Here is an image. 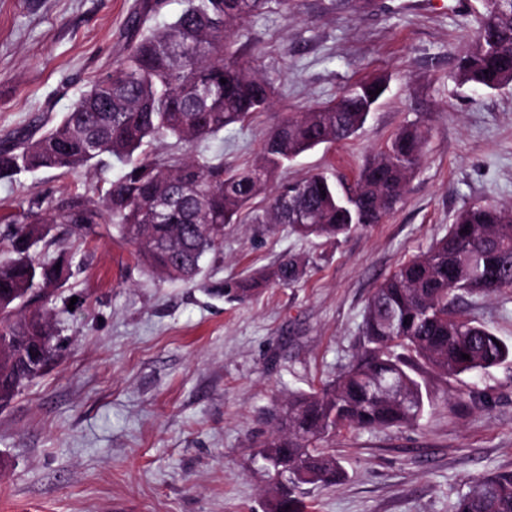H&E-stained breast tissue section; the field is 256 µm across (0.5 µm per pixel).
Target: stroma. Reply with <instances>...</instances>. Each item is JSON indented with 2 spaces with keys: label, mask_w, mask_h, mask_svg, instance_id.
Masks as SVG:
<instances>
[{
  "label": "stroma",
  "mask_w": 512,
  "mask_h": 512,
  "mask_svg": "<svg viewBox=\"0 0 512 512\" xmlns=\"http://www.w3.org/2000/svg\"><path fill=\"white\" fill-rule=\"evenodd\" d=\"M138 3L0 0V144L59 122L111 71ZM483 10L484 0H288L243 25L235 47L261 58L273 104L197 154L243 164L290 113L385 77L389 89L356 135L302 154L277 180L326 172L354 183L413 123L427 145L405 199L381 223L331 239L228 226L193 284L151 274L115 230L61 246L53 228L35 256L66 258L72 275L47 305L55 357L0 407V512H267L255 454L274 408L354 359L373 288L444 236L457 212L512 204V85L477 94L456 82ZM122 172L109 158L1 178L0 215L71 192L101 201ZM286 255L309 262L297 283L244 301L213 295ZM465 308L512 344V288ZM422 379L433 404L415 424L330 440L347 478L309 488L310 512H452L472 475L512 472V363L477 377L427 369Z\"/></svg>",
  "instance_id": "stroma-1"
}]
</instances>
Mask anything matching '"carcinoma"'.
Returning <instances> with one entry per match:
<instances>
[{"label":"carcinoma","mask_w":512,"mask_h":512,"mask_svg":"<svg viewBox=\"0 0 512 512\" xmlns=\"http://www.w3.org/2000/svg\"><path fill=\"white\" fill-rule=\"evenodd\" d=\"M273 2L288 7V0H183L169 22L142 34L146 15L166 6V0H145L112 71L83 91L59 124L0 147V177L40 169L68 173L105 157L126 167L102 204L75 193L58 207L31 206L0 236V407L41 374L55 351L41 302L67 279L69 264H45L32 254L53 226L86 237L110 225L151 273L193 283L203 258L223 242L224 228L243 222L253 199L288 163L351 138L367 122L382 98L369 91L387 90L383 78L348 85L329 103L282 120L250 163L226 168L222 160L186 151L269 108L274 80L238 56L234 37ZM456 78L479 92L512 84V7L480 16ZM165 139L175 151L160 158L153 146ZM425 144L419 127L405 126L364 165L355 187L342 193L341 180L313 174L281 186L248 221L327 238L378 224L404 200ZM163 197L171 206L153 223L149 214ZM305 273V262L290 255L217 292L242 300L260 286L292 285ZM503 288H512L511 204L458 212L447 235L383 279L366 302L354 360L320 389L290 394L271 416L257 457L287 472L288 480L267 489L268 512H305L303 486H335L345 478L324 447L337 431L417 422L433 404L417 379L422 368L455 377L512 362V345L463 308L466 297ZM453 512H512V474L470 478Z\"/></svg>","instance_id":"obj_1"}]
</instances>
